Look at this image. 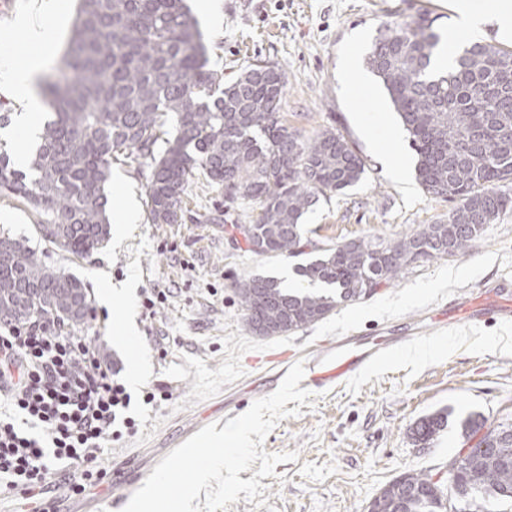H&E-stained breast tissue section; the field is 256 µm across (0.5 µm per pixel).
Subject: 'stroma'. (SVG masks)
<instances>
[{
  "mask_svg": "<svg viewBox=\"0 0 512 512\" xmlns=\"http://www.w3.org/2000/svg\"><path fill=\"white\" fill-rule=\"evenodd\" d=\"M450 0H215L213 20H201L209 65L233 79L258 61L279 63L288 77L283 112L289 126L311 137L333 128L354 143L366 167L355 187L320 198L304 216L311 244L324 247L367 237L390 241L421 224L446 218L447 200L427 194L415 176L397 178L392 169L416 163L408 142L387 136L400 121L367 57L378 26L403 17H433L442 35L453 25ZM78 8L59 0L49 20L53 36L41 46L28 43L18 27L27 10L0 18V68L33 55L44 74L59 65ZM150 162L141 158L112 166L107 185L110 222L125 206L134 221L110 233L109 243L78 258L42 240L29 206L0 197V231L27 239L47 266L81 279L92 310L80 331L101 354L128 370L132 356L149 371L133 394L158 393L153 404H137L136 426L105 442L99 466L104 484L84 495L62 489L46 494L44 512H72L82 500H96L101 512H123L124 482L155 467L193 430L223 422L224 407L245 412L255 396L279 386L268 349L311 351L322 341L357 330L370 335L421 315L435 303L485 282L512 280V209L487 225L462 255L408 267L400 278L370 297L338 306L325 320L282 336L252 335L235 294L236 281L263 273L275 278L296 261L249 252L239 225L247 209L225 208L220 189L192 183L182 223L150 224L145 219ZM213 222H205V215ZM129 291L128 299L100 305L101 289ZM161 290L166 301L143 306L145 295ZM135 322V345L125 351L114 341L125 315ZM444 411L449 426L439 439L420 447L411 432L422 417ZM492 425H512V325L495 322L453 333L427 329L412 347L369 367L339 387L318 391L299 415L279 421L267 436L266 452L294 451L297 461L278 464L262 478L253 501L229 504V512H368L380 489L414 470L447 480L450 458L469 442L458 423L468 415Z\"/></svg>",
  "mask_w": 512,
  "mask_h": 512,
  "instance_id": "stroma-1",
  "label": "stroma"
}]
</instances>
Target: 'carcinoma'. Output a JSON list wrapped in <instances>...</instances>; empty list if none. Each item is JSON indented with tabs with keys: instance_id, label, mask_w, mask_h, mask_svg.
I'll list each match as a JSON object with an SVG mask.
<instances>
[{
	"instance_id": "1",
	"label": "carcinoma",
	"mask_w": 512,
	"mask_h": 512,
	"mask_svg": "<svg viewBox=\"0 0 512 512\" xmlns=\"http://www.w3.org/2000/svg\"><path fill=\"white\" fill-rule=\"evenodd\" d=\"M62 66L42 87L50 116L27 169L0 150V196L35 210L36 231L54 226L66 253L81 256L109 238L106 186L112 161L148 158L146 221L179 224L190 180L198 175L224 191L227 206L251 204L247 250L299 257L303 216L319 199L360 181L361 155L342 133L304 137L281 112L287 75L258 60L234 81L208 67L207 47L186 0H78ZM435 20L412 16L377 28L367 64L381 80L417 155L416 175L430 195L454 202L448 217L388 242L359 238L294 268L314 287L290 292L280 281L250 275L235 283L245 322L294 332L325 318L341 302L398 280L424 260L458 256L501 213L512 208V50L474 42L452 67L435 69L442 35ZM160 154H155L158 144ZM0 324L35 319L84 324L91 310L77 277L41 262L22 240L0 234ZM41 287L39 305L30 287ZM84 311L72 314L75 298ZM448 427V413L419 419L415 442L428 445ZM471 440L467 464L448 486L406 471L373 499V512H448L461 501L483 512L493 500L512 506V427L478 415L461 422Z\"/></svg>"
}]
</instances>
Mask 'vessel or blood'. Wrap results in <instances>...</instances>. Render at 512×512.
<instances>
[{
  "instance_id": "vessel-or-blood-1",
  "label": "vessel or blood",
  "mask_w": 512,
  "mask_h": 512,
  "mask_svg": "<svg viewBox=\"0 0 512 512\" xmlns=\"http://www.w3.org/2000/svg\"><path fill=\"white\" fill-rule=\"evenodd\" d=\"M426 318L430 319L433 327L446 331L462 324L478 327L489 321L512 323V284L488 283L479 294L467 293L430 308ZM422 321L411 320L398 333L387 328L372 336L356 331L346 332L323 341L319 348L302 357L285 349H273L268 359L281 364L304 359L305 386L317 390L331 388L361 369L384 361L393 352L412 345L424 331Z\"/></svg>"
}]
</instances>
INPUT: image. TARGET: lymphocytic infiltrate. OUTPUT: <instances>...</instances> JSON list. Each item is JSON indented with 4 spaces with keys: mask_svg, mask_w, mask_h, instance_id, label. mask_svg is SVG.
I'll list each match as a JSON object with an SVG mask.
<instances>
[{
    "mask_svg": "<svg viewBox=\"0 0 512 512\" xmlns=\"http://www.w3.org/2000/svg\"><path fill=\"white\" fill-rule=\"evenodd\" d=\"M0 401L31 424L0 419V489L31 498L56 478L74 493L94 486L104 442L135 425L118 370L43 320L0 332Z\"/></svg>",
    "mask_w": 512,
    "mask_h": 512,
    "instance_id": "obj_1",
    "label": "lymphocytic infiltrate"
}]
</instances>
